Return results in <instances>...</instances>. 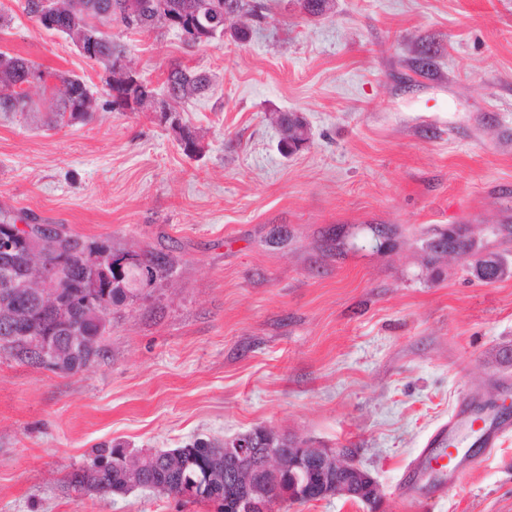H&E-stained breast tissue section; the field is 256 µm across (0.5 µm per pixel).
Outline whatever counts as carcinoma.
<instances>
[{
    "label": "carcinoma",
    "mask_w": 512,
    "mask_h": 512,
    "mask_svg": "<svg viewBox=\"0 0 512 512\" xmlns=\"http://www.w3.org/2000/svg\"><path fill=\"white\" fill-rule=\"evenodd\" d=\"M230 9L234 16L229 18L231 36L239 41L246 39V28L238 24V19L247 15H258L265 5L258 0H49L46 11L33 18V21L47 30H55L67 35L76 46H81L88 54V59L101 63L108 72H113L118 62L124 61V47L114 41L106 29L115 22L128 23L132 19V30L140 33L160 35L170 30L167 18L173 17L180 22L182 29L203 27L205 11L220 13ZM34 73L46 74L55 79L53 85L44 82L39 85L43 94L52 97L49 111L55 113L57 122L75 120L85 114L82 110L85 99L91 93L85 82L78 76L54 73L42 69L36 63L18 55L0 53V112H32L38 104L31 95V87L26 85L27 77ZM212 86L211 75L198 69L173 64L167 71L165 92L170 102L181 104L193 97L205 95ZM45 231L53 234L59 242L69 270V281L73 288L69 295L76 296L83 292L86 280L84 266L85 249L93 242L74 234L64 224H46ZM23 230L19 229L6 212H0V239L13 242L16 249L25 248L21 240ZM143 263L151 276H162L170 271L172 263L162 253H145ZM136 277V272L120 280L112 275L110 287L99 289L105 306L115 305L128 298L131 293L129 278ZM74 322L91 333L97 340H102L107 333L110 321L100 317L84 314L82 306H75ZM32 336H64L65 330L53 327L51 317L35 311V320L29 325ZM0 349L9 356L23 363H32L27 344L11 342ZM116 448H96L86 464L97 467V478L101 485V495L126 493V476L119 461L114 458ZM144 483L149 486L168 485L178 488L204 482L206 471L214 467L218 480L212 488H203L189 499L191 503L208 504L214 512H242L236 501L224 498V443L195 441L180 449L177 456L166 458L146 455L142 459Z\"/></svg>",
    "instance_id": "carcinoma-1"
}]
</instances>
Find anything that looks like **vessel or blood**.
Returning a JSON list of instances; mask_svg holds the SVG:
<instances>
[{
	"mask_svg": "<svg viewBox=\"0 0 512 512\" xmlns=\"http://www.w3.org/2000/svg\"><path fill=\"white\" fill-rule=\"evenodd\" d=\"M512 430V414L502 410H476L460 403L447 423L425 441L403 474L406 493L427 498L444 494L448 485L461 480L479 465L475 449H492Z\"/></svg>",
	"mask_w": 512,
	"mask_h": 512,
	"instance_id": "obj_1",
	"label": "vessel or blood"
}]
</instances>
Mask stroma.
I'll return each instance as SVG.
<instances>
[{
  "label": "stroma",
  "mask_w": 512,
  "mask_h": 512,
  "mask_svg": "<svg viewBox=\"0 0 512 512\" xmlns=\"http://www.w3.org/2000/svg\"><path fill=\"white\" fill-rule=\"evenodd\" d=\"M264 2L244 41L115 29L156 94L170 64L213 74L166 115L111 109L101 64L0 0V52L81 77L97 104L58 129L0 114V208L173 261L113 306L107 359L64 374L0 352V512H210L61 484L104 444L261 426L358 449L378 485L373 510L334 496L280 512H512V433L442 497L401 489L461 400L512 404V272L485 283L474 257L427 247L457 227L512 269V0ZM283 112L308 127L290 155Z\"/></svg>",
  "instance_id": "35a3bbf8"
}]
</instances>
